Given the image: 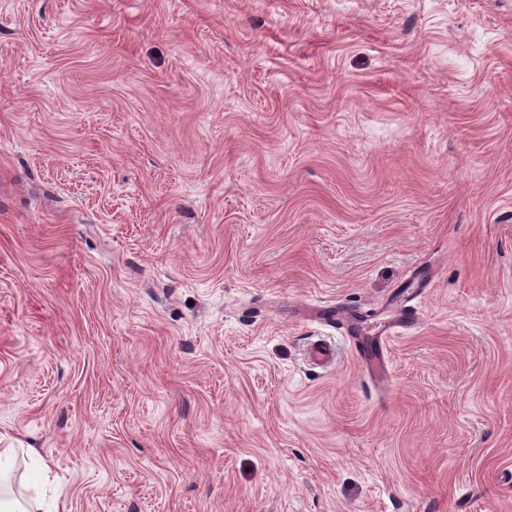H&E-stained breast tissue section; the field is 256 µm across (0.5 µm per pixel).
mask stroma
I'll use <instances>...</instances> for the list:
<instances>
[{
  "instance_id": "1",
  "label": "stroma",
  "mask_w": 512,
  "mask_h": 512,
  "mask_svg": "<svg viewBox=\"0 0 512 512\" xmlns=\"http://www.w3.org/2000/svg\"><path fill=\"white\" fill-rule=\"evenodd\" d=\"M430 266L386 386L303 314ZM43 476L512 512V0H0V485ZM307 356L310 364L316 367L330 368L336 363V349L322 340L310 345Z\"/></svg>"
}]
</instances>
